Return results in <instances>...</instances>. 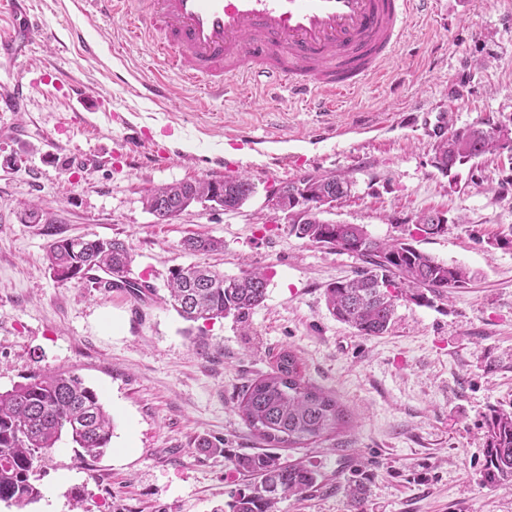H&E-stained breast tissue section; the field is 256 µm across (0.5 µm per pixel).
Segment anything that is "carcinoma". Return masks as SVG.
Masks as SVG:
<instances>
[{"instance_id":"obj_1","label":"carcinoma","mask_w":512,"mask_h":512,"mask_svg":"<svg viewBox=\"0 0 512 512\" xmlns=\"http://www.w3.org/2000/svg\"><path fill=\"white\" fill-rule=\"evenodd\" d=\"M512 148L502 128L480 122L467 131L453 130L433 146L432 163L446 173L463 160H473ZM355 181L348 175L324 179L307 177L281 184L285 203L299 199L307 221L292 225L295 236L314 245L358 256L365 267L352 278L325 289L328 311L361 336L386 333L395 316L397 300L418 305L443 298L472 280L469 269L449 264L424 252L405 238L380 240L360 224H329L320 218L325 207L351 195ZM255 193L247 176L203 178L161 185L147 190L146 208L163 223L194 203H215L226 211L242 207ZM416 228L439 235L440 215L423 214ZM51 240L45 259L57 281H83L94 271L117 273L129 288L132 257L124 242L97 238ZM222 246L210 237H190L183 243L191 252H209ZM266 274L252 269L237 277L198 266H175L169 271L168 303L186 321H210L229 315L243 318L263 305L268 294ZM237 408L253 435L274 446L315 442L347 423L332 394L305 379L296 355L282 351L275 369L252 381L239 397ZM485 463L482 481L512 487V410L493 408L484 421ZM114 422L99 394L81 378L67 373H33L26 381L0 392V502L23 510L39 501L42 492L32 479L38 464L62 439L74 445L76 456L97 458L108 448ZM232 466L251 477L245 489L232 495L229 512H275L286 496H301L318 485V472L302 463H285L271 453H238Z\"/></svg>"}]
</instances>
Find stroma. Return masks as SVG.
<instances>
[{
    "label": "stroma",
    "instance_id": "1",
    "mask_svg": "<svg viewBox=\"0 0 512 512\" xmlns=\"http://www.w3.org/2000/svg\"><path fill=\"white\" fill-rule=\"evenodd\" d=\"M38 34L0 62V87L33 83L21 112H0V391L33 372H68L95 389L113 417L111 449L78 459L60 443L35 477L43 497L26 512H226L248 479L225 451H275L320 474L318 486L280 500L278 512H350V479L364 512H512V490L481 481L483 419L512 408V151L444 174L431 164L448 128L490 121L512 130V0H438L415 20L386 77L309 112L287 90L211 96L161 74L127 18L86 12L82 0H23ZM99 43L86 57L83 43ZM124 81L114 84L113 73ZM168 98H145L157 79ZM95 93L81 105L69 89ZM142 148L128 164L125 140ZM349 174L350 197L323 220L362 224L375 237H411L439 260L469 268L467 287L433 305L399 301L388 333L367 337L328 311L327 286L361 260L290 231L271 194L308 175ZM246 175L254 195L239 210L195 204L167 223L145 206L147 188ZM119 239L129 277L151 294L107 297L87 283L57 282L49 241ZM424 212L448 219L417 233ZM193 235L221 250L192 254ZM199 264L270 278L245 321H184L165 302L169 271ZM120 325L108 331L103 315ZM293 350L306 379L332 393L348 423L299 448H270L239 415L253 379ZM208 439L212 448L201 447ZM130 444L124 456L115 447Z\"/></svg>",
    "mask_w": 512,
    "mask_h": 512
}]
</instances>
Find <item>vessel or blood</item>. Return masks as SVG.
<instances>
[{"instance_id": "obj_1", "label": "vessel or blood", "mask_w": 512, "mask_h": 512, "mask_svg": "<svg viewBox=\"0 0 512 512\" xmlns=\"http://www.w3.org/2000/svg\"><path fill=\"white\" fill-rule=\"evenodd\" d=\"M103 15L125 13L132 36L155 34L163 71L208 92L251 85L288 87L312 112L377 74L393 58L414 15L437 0H89ZM29 25L0 34L11 59L33 36Z\"/></svg>"}]
</instances>
